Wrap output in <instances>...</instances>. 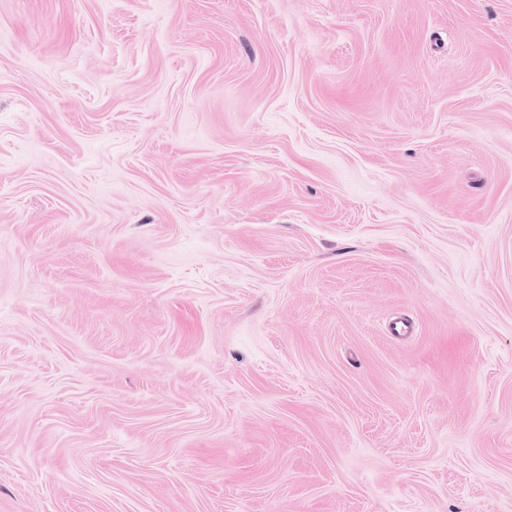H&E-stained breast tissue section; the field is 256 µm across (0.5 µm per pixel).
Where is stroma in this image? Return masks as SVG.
Wrapping results in <instances>:
<instances>
[{"label":"stroma","mask_w":512,"mask_h":512,"mask_svg":"<svg viewBox=\"0 0 512 512\" xmlns=\"http://www.w3.org/2000/svg\"><path fill=\"white\" fill-rule=\"evenodd\" d=\"M0 512H512V0H0Z\"/></svg>","instance_id":"obj_1"}]
</instances>
